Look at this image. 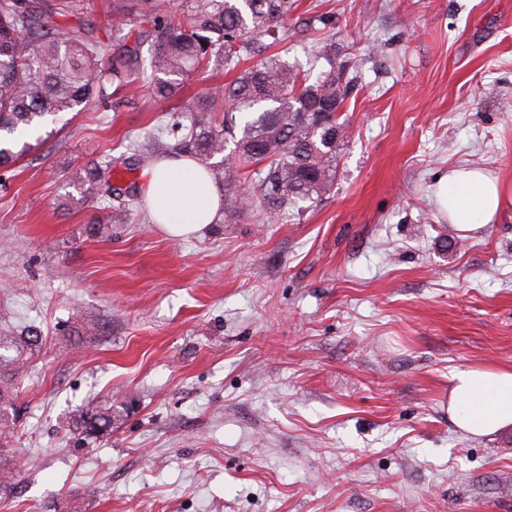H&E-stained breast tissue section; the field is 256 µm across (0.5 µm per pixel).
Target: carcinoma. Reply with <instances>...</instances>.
I'll return each mask as SVG.
<instances>
[{"mask_svg":"<svg viewBox=\"0 0 512 512\" xmlns=\"http://www.w3.org/2000/svg\"><path fill=\"white\" fill-rule=\"evenodd\" d=\"M296 0H117L112 27L142 25L133 45L112 48L90 23L64 25L66 13L92 11L90 0H0V167L34 149L31 132L57 123L61 115L118 106L147 84L167 100L182 79L198 68L237 76L218 97L205 89L199 111L220 112L221 120L191 119L170 109L145 141H131V156L164 160L189 153L221 190L220 215L233 220L261 204L270 215H286L299 203L323 195L333 182L347 134L344 105L355 86L336 53L324 52L303 65L288 53H265L260 37L280 44ZM149 56L142 59L144 44ZM256 64L239 70L252 58ZM19 150H14L18 141ZM127 158L102 155L83 184L85 202L107 212L105 223L124 224L135 190L114 184ZM118 199L120 203L113 205ZM36 336L0 335V494L17 477L14 449L19 421L18 380L26 351ZM14 352L12 356L2 354ZM112 415L93 411L85 429L98 432Z\"/></svg>","mask_w":512,"mask_h":512,"instance_id":"obj_1","label":"carcinoma"}]
</instances>
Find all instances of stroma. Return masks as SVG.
Returning <instances> with one entry per match:
<instances>
[{
  "mask_svg": "<svg viewBox=\"0 0 512 512\" xmlns=\"http://www.w3.org/2000/svg\"><path fill=\"white\" fill-rule=\"evenodd\" d=\"M298 60L355 64L333 185L186 239L101 238L78 188L176 98L73 115L0 170V333L29 329L1 512H512V428L448 418V372L512 366V211L459 239L434 186L512 181V0H298ZM112 410L111 432L78 422Z\"/></svg>",
  "mask_w": 512,
  "mask_h": 512,
  "instance_id": "stroma-1",
  "label": "stroma"
}]
</instances>
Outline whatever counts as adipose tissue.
Instances as JSON below:
<instances>
[{"label":"adipose tissue","mask_w":512,"mask_h":512,"mask_svg":"<svg viewBox=\"0 0 512 512\" xmlns=\"http://www.w3.org/2000/svg\"><path fill=\"white\" fill-rule=\"evenodd\" d=\"M144 174L151 220L169 237H189L215 221L219 192L192 160L151 162ZM436 202L458 236H473L512 208V182L483 169L452 168L437 180ZM448 417L474 437L511 428L512 369L462 366L449 371Z\"/></svg>","instance_id":"obj_1"}]
</instances>
